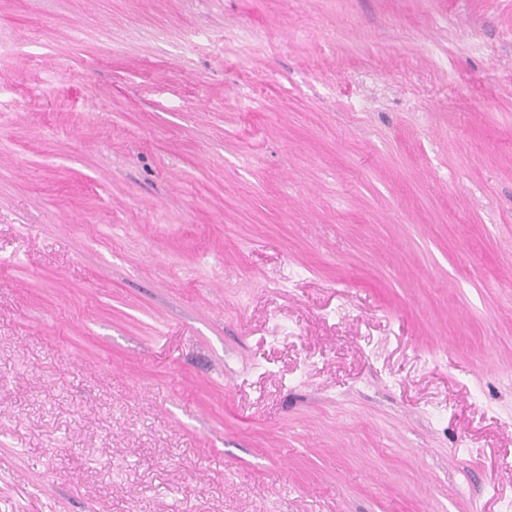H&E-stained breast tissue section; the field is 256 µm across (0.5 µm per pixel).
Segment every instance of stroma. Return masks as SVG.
Returning <instances> with one entry per match:
<instances>
[{
  "mask_svg": "<svg viewBox=\"0 0 512 512\" xmlns=\"http://www.w3.org/2000/svg\"><path fill=\"white\" fill-rule=\"evenodd\" d=\"M0 512H512V0H0Z\"/></svg>",
  "mask_w": 512,
  "mask_h": 512,
  "instance_id": "35a3bbf8",
  "label": "stroma"
}]
</instances>
